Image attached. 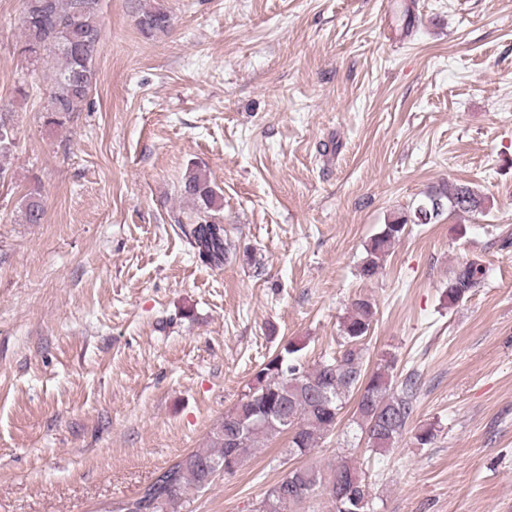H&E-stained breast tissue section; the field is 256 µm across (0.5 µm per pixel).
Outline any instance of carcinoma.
<instances>
[{
	"instance_id": "obj_1",
	"label": "carcinoma",
	"mask_w": 512,
	"mask_h": 512,
	"mask_svg": "<svg viewBox=\"0 0 512 512\" xmlns=\"http://www.w3.org/2000/svg\"><path fill=\"white\" fill-rule=\"evenodd\" d=\"M100 0H25L24 29L18 53L32 61L35 68L49 75L50 88L44 106L47 123L65 129L83 110L90 91L97 83L96 59L101 44ZM172 17L158 0L140 8L138 26L149 38L171 27ZM14 128L0 116V179L7 177L12 165ZM181 193L197 208V218L185 230L199 259L220 268L228 261L231 244L224 225L211 220L209 211L217 206V193L208 178L189 174ZM436 202L426 223H437L445 212L483 213L485 197L467 184L449 182L426 195L423 203ZM417 208L392 219L371 239L360 275L366 279L378 273L392 244L410 222L418 220ZM45 204L39 187L24 195L20 219L25 224H40ZM485 267L477 259L461 263L448 281V304L462 301L478 287ZM376 315L374 304L366 299L353 301L351 312L341 329L342 349L331 360L308 368L299 360L302 346L290 341L269 358L256 373L236 405L224 414L207 448L190 452L162 471L139 495L117 506L118 512H182L186 490H202L216 474H232L223 469L228 456L242 461L249 449L262 439L288 435V453L304 455L323 436L336 428L341 411L350 398H356L354 416L367 447L385 451L395 444L410 423L418 377L411 374L392 387L389 359L370 372L365 366L364 340ZM360 476L358 469L340 460L328 475L299 466L267 491L256 512H289L317 488H326L336 512H369L368 491L364 481L355 484L353 498H341L337 488L352 485Z\"/></svg>"
}]
</instances>
